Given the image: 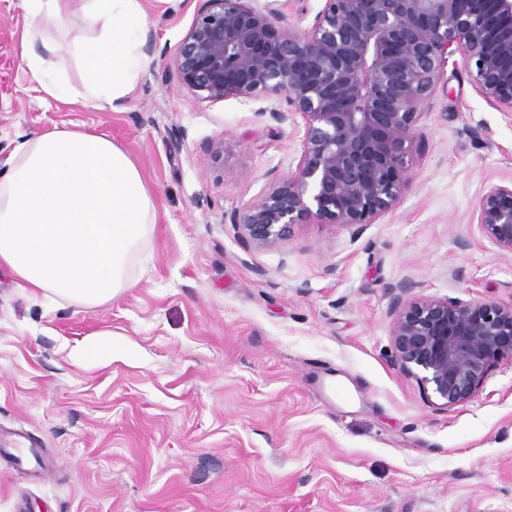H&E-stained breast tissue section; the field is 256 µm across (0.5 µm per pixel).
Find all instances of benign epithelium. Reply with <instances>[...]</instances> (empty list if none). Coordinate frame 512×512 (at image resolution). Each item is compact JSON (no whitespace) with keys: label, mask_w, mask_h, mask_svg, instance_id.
I'll list each match as a JSON object with an SVG mask.
<instances>
[{"label":"benign epithelium","mask_w":512,"mask_h":512,"mask_svg":"<svg viewBox=\"0 0 512 512\" xmlns=\"http://www.w3.org/2000/svg\"><path fill=\"white\" fill-rule=\"evenodd\" d=\"M202 0L173 66L198 101H264L301 119L303 151L286 177L230 224L247 250L295 224L374 223L407 189L421 111L461 56L476 91L512 112V0H324L311 26L280 0ZM477 224L512 254V180L487 187ZM391 340L402 370L447 408L470 401L512 362V300L407 296L395 288Z\"/></svg>","instance_id":"1"}]
</instances>
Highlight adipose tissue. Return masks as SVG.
Here are the masks:
<instances>
[{"label": "adipose tissue", "mask_w": 512, "mask_h": 512, "mask_svg": "<svg viewBox=\"0 0 512 512\" xmlns=\"http://www.w3.org/2000/svg\"><path fill=\"white\" fill-rule=\"evenodd\" d=\"M59 2L22 0L31 20L22 54L45 95L63 100L73 92L53 74L55 47L40 33ZM82 10L102 25L83 48L90 75L84 96L120 110L146 66L141 0H82ZM155 217L152 191L123 147L104 134L54 127L20 142L0 178V268L57 301L105 305L130 287L131 262Z\"/></svg>", "instance_id": "obj_1"}]
</instances>
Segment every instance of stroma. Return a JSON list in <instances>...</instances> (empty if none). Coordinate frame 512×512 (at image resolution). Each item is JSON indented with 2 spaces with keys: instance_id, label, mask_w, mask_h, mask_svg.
Returning <instances> with one entry per match:
<instances>
[{
  "instance_id": "stroma-1",
  "label": "stroma",
  "mask_w": 512,
  "mask_h": 512,
  "mask_svg": "<svg viewBox=\"0 0 512 512\" xmlns=\"http://www.w3.org/2000/svg\"><path fill=\"white\" fill-rule=\"evenodd\" d=\"M143 5L148 66L115 112L80 96L77 44L98 27L76 10L46 24L76 91L55 100L22 59L21 0H0V176L20 139L77 126L124 147L156 203L133 284L107 305L58 302L0 269V428L46 457L0 462V512H512V363L446 408L390 336L401 284L512 299V256L473 219L512 178V112L456 60L390 212L360 229L298 224L247 252L228 218L295 168L303 132L255 104L196 101L172 60L201 0ZM92 341L107 358L77 362Z\"/></svg>"
}]
</instances>
